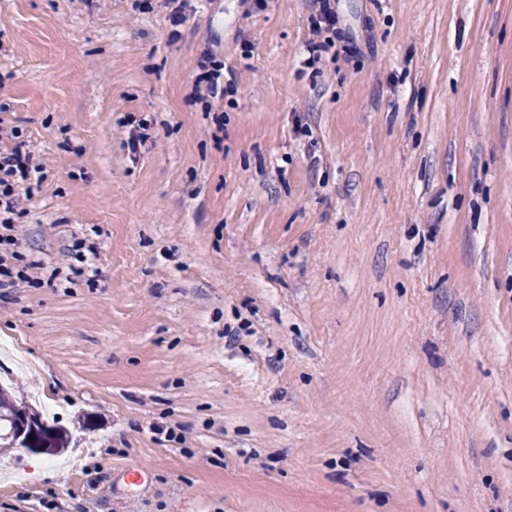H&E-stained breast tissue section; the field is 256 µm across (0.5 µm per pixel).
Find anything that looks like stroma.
I'll return each mask as SVG.
<instances>
[{
    "label": "stroma",
    "instance_id": "obj_1",
    "mask_svg": "<svg viewBox=\"0 0 512 512\" xmlns=\"http://www.w3.org/2000/svg\"><path fill=\"white\" fill-rule=\"evenodd\" d=\"M313 11L0 0V380L70 437L0 512H512V0H336L310 65ZM316 11L318 14L311 17L312 30L317 35H321L323 30L326 33H331L332 36H326L324 41L315 42L311 41L308 44L309 52L312 54V61L319 56L318 52L328 51L330 48L336 45V40L344 42L347 39L345 32L341 28H337V17L336 9L330 0H316ZM322 24L325 27H322ZM200 73L197 74L196 82L198 86L204 83V87L212 98H216L219 94L225 97L228 93L235 91L234 81L228 80L224 86V62L216 60L211 51L204 52L201 56L199 65ZM221 84L223 87L221 88ZM43 167L33 160L25 140L15 142L6 152H0V227L14 231L15 216H19L20 201L31 198L33 184L44 180Z\"/></svg>",
    "mask_w": 512,
    "mask_h": 512
}]
</instances>
